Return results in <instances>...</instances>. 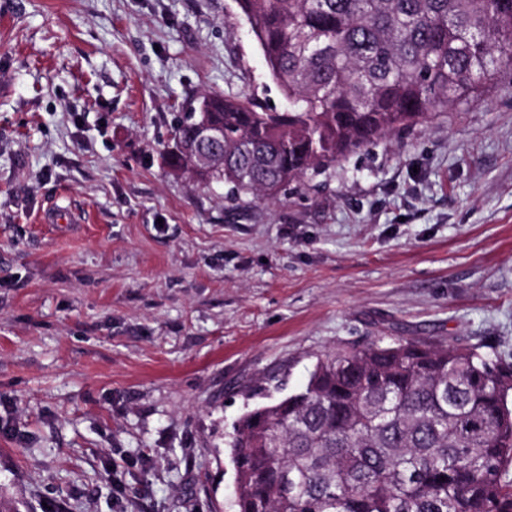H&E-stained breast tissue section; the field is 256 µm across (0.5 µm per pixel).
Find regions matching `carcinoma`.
I'll list each match as a JSON object with an SVG mask.
<instances>
[{"label":"carcinoma","instance_id":"1","mask_svg":"<svg viewBox=\"0 0 512 512\" xmlns=\"http://www.w3.org/2000/svg\"><path fill=\"white\" fill-rule=\"evenodd\" d=\"M237 4L287 107L204 95L162 155L231 201L274 199L512 74V0ZM201 121L224 142L189 152ZM200 153L224 161L199 170ZM229 448L236 512H512V363L405 337L328 352Z\"/></svg>","mask_w":512,"mask_h":512}]
</instances>
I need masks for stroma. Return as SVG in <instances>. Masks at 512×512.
Masks as SVG:
<instances>
[{
  "mask_svg": "<svg viewBox=\"0 0 512 512\" xmlns=\"http://www.w3.org/2000/svg\"><path fill=\"white\" fill-rule=\"evenodd\" d=\"M282 108L236 0H0V497L235 512L245 411L378 338L512 360V94L272 202L164 168L205 93Z\"/></svg>",
  "mask_w": 512,
  "mask_h": 512,
  "instance_id": "stroma-1",
  "label": "stroma"
}]
</instances>
